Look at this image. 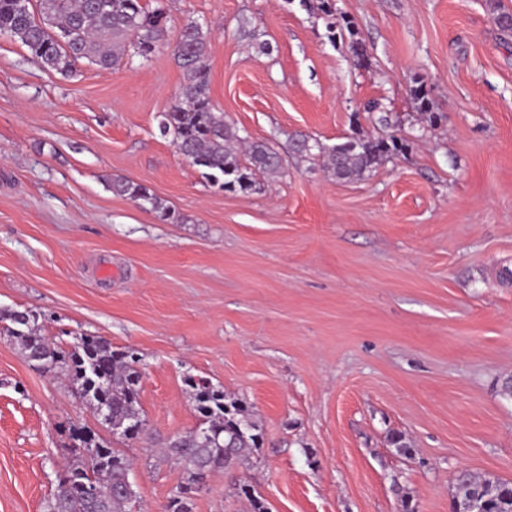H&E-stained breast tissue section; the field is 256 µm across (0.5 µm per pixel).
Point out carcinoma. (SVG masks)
<instances>
[{"instance_id":"1","label":"carcinoma","mask_w":512,"mask_h":512,"mask_svg":"<svg viewBox=\"0 0 512 512\" xmlns=\"http://www.w3.org/2000/svg\"><path fill=\"white\" fill-rule=\"evenodd\" d=\"M0 34L21 42L43 68L67 75L81 59L100 68L118 63L119 54L130 46L146 58L167 41V16L162 7L147 9L141 0H28L18 8L16 0H0ZM208 33L198 23L181 30L174 56L183 71L179 104L160 114L158 128L172 135L180 154L204 170L205 177L224 191L248 193L260 188V180L281 173L277 152L265 143H253L240 151L241 139L215 111L210 96L206 62ZM425 121L436 126L443 115L430 111L425 94L415 91ZM408 148L395 134L374 137L357 133L332 147L323 146L307 135L293 139V151L303 160L327 158V169L336 178L360 179L364 174L393 161ZM113 193L137 202L179 223L182 218L158 201L140 183L114 178ZM0 330L15 340L22 356L42 370L64 379L92 411L105 405L110 410L102 425L110 434L129 441L126 429L134 424L146 434L139 404L141 371L139 359L115 350L103 336H76L64 349L43 336L30 310L0 308ZM203 427L221 432L219 439L197 430L173 437L165 443L166 455L183 466L185 481L178 494L170 497L165 512H192L188 494L212 472L227 469L259 448L257 425L239 402L229 400L224 388L200 378L198 384L184 380ZM78 442L64 473L48 500L46 512H132L136 494L130 489L132 460L110 441L83 428L74 429ZM96 486L97 496L88 492ZM474 500L479 512H512V484L492 477L460 474L452 501Z\"/></svg>"}]
</instances>
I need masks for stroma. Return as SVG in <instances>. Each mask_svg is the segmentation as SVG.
<instances>
[{
	"label": "stroma",
	"mask_w": 512,
	"mask_h": 512,
	"mask_svg": "<svg viewBox=\"0 0 512 512\" xmlns=\"http://www.w3.org/2000/svg\"><path fill=\"white\" fill-rule=\"evenodd\" d=\"M143 3L166 8L171 41L207 29L215 110L283 175L223 191L160 134L183 82L171 42L65 77L0 35V307L33 311L64 348L137 351L147 433L127 452L144 512L184 479L156 448L199 423L189 375L261 433L192 512H246L243 485L272 512H450L458 471L512 481V35L492 21L512 0H334L331 18L316 0ZM374 103L404 155L345 181L294 154L299 134L378 135ZM74 424L101 429L0 335V512H44ZM109 188L117 195L127 197L145 208L149 207L150 210L159 213L160 218L164 221H169L170 223L182 221L180 215H176L170 208L163 207L156 196L144 184L113 178L109 180Z\"/></svg>",
	"instance_id": "stroma-1"
}]
</instances>
